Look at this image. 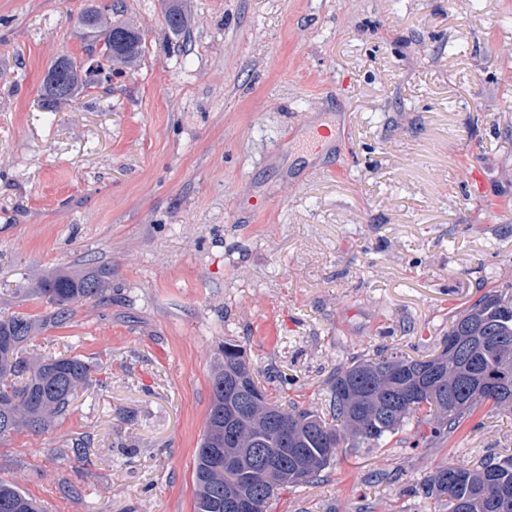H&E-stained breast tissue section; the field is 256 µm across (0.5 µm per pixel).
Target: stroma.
<instances>
[{
    "instance_id": "35a3bbf8",
    "label": "stroma",
    "mask_w": 512,
    "mask_h": 512,
    "mask_svg": "<svg viewBox=\"0 0 512 512\" xmlns=\"http://www.w3.org/2000/svg\"><path fill=\"white\" fill-rule=\"evenodd\" d=\"M116 3L141 55L40 111L50 64L86 58L83 11ZM505 43L512 0H0V317L92 369L47 432L0 438V480L46 512H194L222 343L318 412L336 368L437 353L512 285ZM324 126L347 139L308 157L281 141ZM90 267L106 301L61 315L32 292ZM424 428L344 442L266 512H448L423 493L434 470L512 455L503 409L427 445Z\"/></svg>"
}]
</instances>
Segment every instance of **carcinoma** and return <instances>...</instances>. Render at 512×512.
I'll list each match as a JSON object with an SVG mask.
<instances>
[{"label": "carcinoma", "mask_w": 512, "mask_h": 512, "mask_svg": "<svg viewBox=\"0 0 512 512\" xmlns=\"http://www.w3.org/2000/svg\"><path fill=\"white\" fill-rule=\"evenodd\" d=\"M103 41L106 61L129 63L141 53L140 32L114 19L105 31L100 11L83 15ZM90 68L68 55L49 66L40 88V107L54 112L89 84ZM107 272H57L39 282L34 293L65 311L76 303L103 300ZM38 327L25 316L0 319V436L20 426L43 432L64 413L89 382L90 366L77 357L27 355L26 345ZM442 350L416 359L381 350L336 369L330 383L329 413L288 410L270 401L266 389L249 372L243 388L249 400L224 393V371L249 367L242 348L226 342L212 376V402L206 430L195 459V512H226L224 491L236 489L266 507L275 491L304 481L326 469L344 437L377 443L395 432L405 419L420 417L428 427L425 440H442L465 415L491 404L512 411V380L500 393L473 381L493 377L505 359H512V289L490 291L451 322ZM232 407L237 426L224 435V416ZM226 448H260L264 460L246 471L224 463ZM426 494L448 503V512H512V455L477 469L450 464L437 468L424 483ZM0 512H40L35 500L15 484L0 480Z\"/></svg>", "instance_id": "obj_1"}]
</instances>
